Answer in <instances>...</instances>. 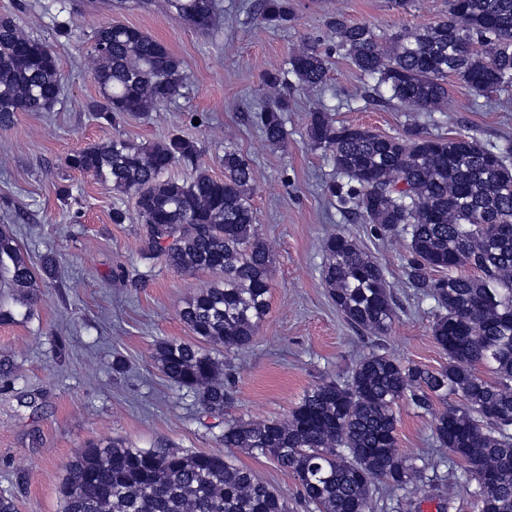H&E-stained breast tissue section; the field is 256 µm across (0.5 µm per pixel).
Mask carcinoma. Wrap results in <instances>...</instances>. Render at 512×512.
<instances>
[{"label": "carcinoma", "mask_w": 512, "mask_h": 512, "mask_svg": "<svg viewBox=\"0 0 512 512\" xmlns=\"http://www.w3.org/2000/svg\"><path fill=\"white\" fill-rule=\"evenodd\" d=\"M171 17L201 31L213 28L214 0H167ZM258 20L285 25L290 0H258ZM336 46L389 100L420 112L450 106L448 78L476 94L512 83V0H448L442 21L390 36L338 14L329 21ZM102 101L98 119L114 126L174 100L183 63L164 43L123 23L96 28L89 50ZM288 68L262 76L256 120L265 140L285 142L283 76L305 89L322 86L327 56L316 40L302 42ZM62 90L57 58L10 17H0V129L17 112H49ZM307 134L329 155L338 175L328 186L338 210L360 216L375 232L403 243L409 287L435 301L431 332L448 365L429 370L380 349L363 356L344 378L308 389L286 418L224 421V453L91 444L68 462L62 512H373L376 484L401 512L407 494L428 486L452 508L449 490L476 482L479 512H512V147H487L466 136H431L410 127L401 136L338 126L329 113H310ZM199 144L174 135L144 145L114 135L72 154L68 166L136 197L145 226L140 257L157 256L177 272L205 270L213 282L180 312L194 340L155 344L160 373L196 394L204 411L232 404L224 361L207 349L248 348L270 305V248L250 204L252 161L224 150V178L198 166ZM177 164L193 170L173 179ZM322 279L336 309L366 336H387L397 317L384 268L352 236L322 240ZM47 255L36 270L16 235L0 227V272L25 301L37 296L39 275L51 277ZM478 365L490 368L481 376ZM409 401L432 415L431 437L450 454L448 484L427 475L428 463L399 450L394 407ZM270 458L297 481L292 505L279 490L236 462L235 453Z\"/></svg>", "instance_id": "cac0c4a2"}]
</instances>
